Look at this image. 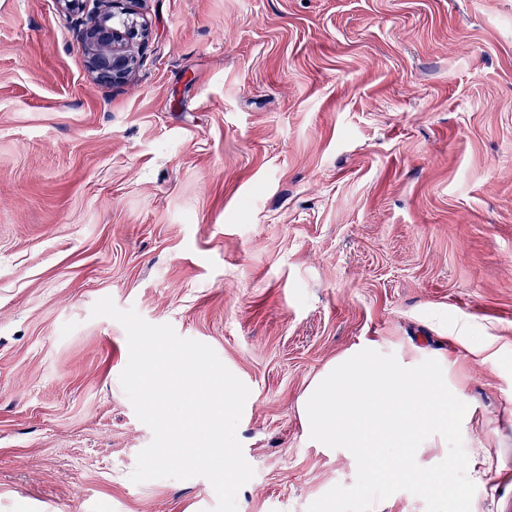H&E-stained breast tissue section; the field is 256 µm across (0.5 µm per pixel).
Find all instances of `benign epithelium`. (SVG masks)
<instances>
[{"mask_svg":"<svg viewBox=\"0 0 512 512\" xmlns=\"http://www.w3.org/2000/svg\"><path fill=\"white\" fill-rule=\"evenodd\" d=\"M136 0H108V8L95 11L80 29L87 69L98 82H125L138 66L132 50L148 37L147 25L138 17Z\"/></svg>","mask_w":512,"mask_h":512,"instance_id":"benign-epithelium-1","label":"benign epithelium"}]
</instances>
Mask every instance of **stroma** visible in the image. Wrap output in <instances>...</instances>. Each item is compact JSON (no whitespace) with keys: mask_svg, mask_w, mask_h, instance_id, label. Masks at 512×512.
<instances>
[{"mask_svg":"<svg viewBox=\"0 0 512 512\" xmlns=\"http://www.w3.org/2000/svg\"><path fill=\"white\" fill-rule=\"evenodd\" d=\"M90 77L58 0H0V512H210L133 482L152 439L111 297L249 388L238 512H307L357 465L297 402L369 338L448 355L471 512H512V0H141ZM503 348L489 370L460 329Z\"/></svg>","mask_w":512,"mask_h":512,"instance_id":"stroma-1","label":"stroma"}]
</instances>
